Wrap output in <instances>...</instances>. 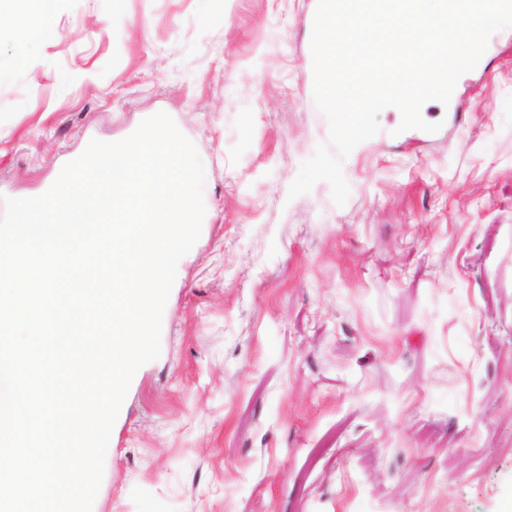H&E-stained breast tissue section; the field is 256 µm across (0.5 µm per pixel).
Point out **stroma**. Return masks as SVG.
I'll return each mask as SVG.
<instances>
[{"instance_id": "obj_1", "label": "stroma", "mask_w": 512, "mask_h": 512, "mask_svg": "<svg viewBox=\"0 0 512 512\" xmlns=\"http://www.w3.org/2000/svg\"><path fill=\"white\" fill-rule=\"evenodd\" d=\"M317 0H54L19 50L0 7V195L166 112L206 169L161 355L112 428L93 512H503L512 500V28L381 131L351 193L289 198L327 141ZM462 110H454V103Z\"/></svg>"}]
</instances>
